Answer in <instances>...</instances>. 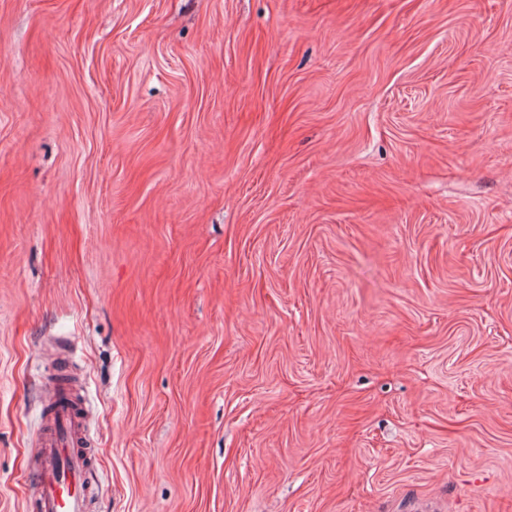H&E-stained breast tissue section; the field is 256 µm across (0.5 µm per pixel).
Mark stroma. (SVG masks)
<instances>
[{"label":"stroma","mask_w":512,"mask_h":512,"mask_svg":"<svg viewBox=\"0 0 512 512\" xmlns=\"http://www.w3.org/2000/svg\"><path fill=\"white\" fill-rule=\"evenodd\" d=\"M62 359L90 512H512V0H0V512Z\"/></svg>","instance_id":"stroma-1"}]
</instances>
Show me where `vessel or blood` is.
Listing matches in <instances>:
<instances>
[{
	"instance_id": "vessel-or-blood-1",
	"label": "vessel or blood",
	"mask_w": 512,
	"mask_h": 512,
	"mask_svg": "<svg viewBox=\"0 0 512 512\" xmlns=\"http://www.w3.org/2000/svg\"><path fill=\"white\" fill-rule=\"evenodd\" d=\"M51 399L35 455L34 512H88L93 467L83 449L81 407L66 373H59Z\"/></svg>"
}]
</instances>
